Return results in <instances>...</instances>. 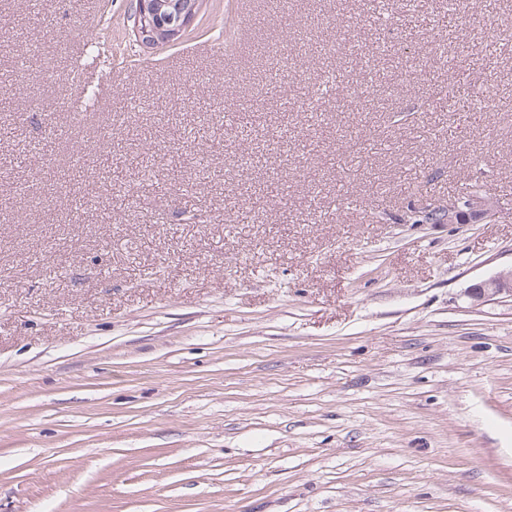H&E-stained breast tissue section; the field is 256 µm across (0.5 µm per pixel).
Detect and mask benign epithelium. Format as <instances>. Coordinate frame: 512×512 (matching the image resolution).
<instances>
[{"mask_svg": "<svg viewBox=\"0 0 512 512\" xmlns=\"http://www.w3.org/2000/svg\"><path fill=\"white\" fill-rule=\"evenodd\" d=\"M202 0H134L135 13L128 16L135 40L146 48L177 41L195 20ZM490 200L474 197L464 208L448 213L450 224H467L491 215ZM506 294L512 297V271L471 285L466 296L481 305Z\"/></svg>", "mask_w": 512, "mask_h": 512, "instance_id": "1", "label": "benign epithelium"}]
</instances>
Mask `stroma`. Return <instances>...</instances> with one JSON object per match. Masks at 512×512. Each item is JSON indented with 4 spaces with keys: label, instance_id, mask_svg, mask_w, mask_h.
<instances>
[{
    "label": "stroma",
    "instance_id": "35a3bbf8",
    "mask_svg": "<svg viewBox=\"0 0 512 512\" xmlns=\"http://www.w3.org/2000/svg\"><path fill=\"white\" fill-rule=\"evenodd\" d=\"M128 3L0 0V512H512V298L465 295L512 270V0H203L154 49ZM283 58L253 133L208 120ZM487 79L479 117L428 91ZM475 184L495 217L410 219Z\"/></svg>",
    "mask_w": 512,
    "mask_h": 512
}]
</instances>
